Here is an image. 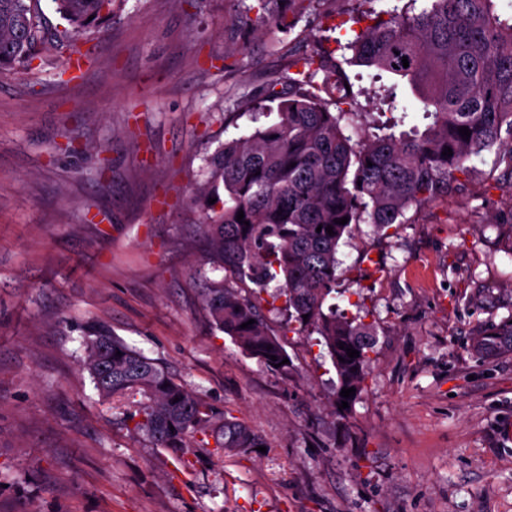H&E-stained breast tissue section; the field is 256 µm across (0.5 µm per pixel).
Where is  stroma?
<instances>
[{
    "label": "stroma",
    "mask_w": 512,
    "mask_h": 512,
    "mask_svg": "<svg viewBox=\"0 0 512 512\" xmlns=\"http://www.w3.org/2000/svg\"><path fill=\"white\" fill-rule=\"evenodd\" d=\"M41 9L42 70L0 72V512H512V348L477 346L512 313L499 147L447 197L341 244L331 300L376 343L364 390L332 414L326 350L287 312L264 315L285 377L214 328L190 191L254 127L249 99L286 89L297 58H341L369 24L357 0H123L83 34L92 59L66 84L65 22ZM99 325L263 450L192 446L180 472L123 425L138 397L95 390L83 339Z\"/></svg>",
    "instance_id": "obj_1"
}]
</instances>
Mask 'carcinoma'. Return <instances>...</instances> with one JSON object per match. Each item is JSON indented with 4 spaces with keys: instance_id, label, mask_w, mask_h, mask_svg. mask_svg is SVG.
Listing matches in <instances>:
<instances>
[{
    "instance_id": "1",
    "label": "carcinoma",
    "mask_w": 512,
    "mask_h": 512,
    "mask_svg": "<svg viewBox=\"0 0 512 512\" xmlns=\"http://www.w3.org/2000/svg\"><path fill=\"white\" fill-rule=\"evenodd\" d=\"M39 2L0 0V70H40L32 52L41 39ZM51 2L70 26L68 60H82L87 54L79 36L104 24L116 0ZM498 2L406 0L399 10L364 11L372 24L343 45L352 52L346 63L377 71V80L388 74L393 82L371 92L350 90L344 98L356 104L363 96L367 106L392 116L357 143L341 127L348 112L332 110L340 101L324 98L313 84L320 70L345 83L342 63L306 56L294 61L296 73L288 77L274 120L224 143L208 159V180L192 197L217 199L202 222L205 263L224 277L209 281L204 305L212 324L267 370L284 376L292 370L261 314L262 305L273 308L280 300L288 321L324 343L338 388L362 391L374 328L325 306L336 284L339 244L353 224H371L381 233L401 223L409 207L448 195L456 174H469V161L500 142L502 131L512 134V13L500 11ZM420 110L432 119L422 130L409 125ZM463 126L471 131L466 139L459 134ZM448 148L452 155H442ZM343 217L348 223L337 224ZM231 279L247 280L255 290L243 296ZM251 319L255 323L240 328ZM504 336H512V318L479 342L493 350ZM84 344L85 367L102 398L142 396L125 422L156 446L181 451L192 441L206 448L211 438L228 452L261 445L249 426L107 330H95ZM349 348L359 356L348 357Z\"/></svg>"
}]
</instances>
